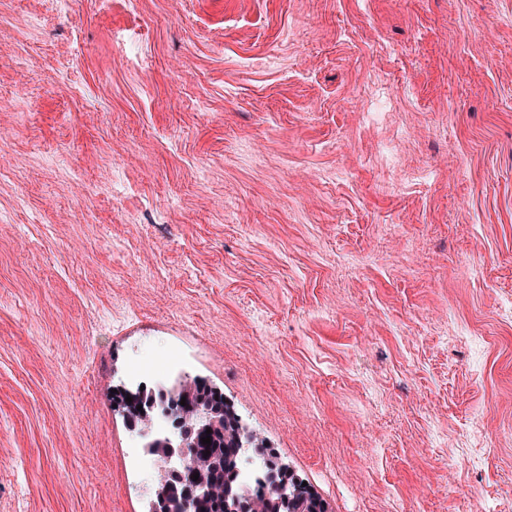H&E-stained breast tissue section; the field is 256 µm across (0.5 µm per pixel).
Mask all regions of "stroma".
I'll use <instances>...</instances> for the list:
<instances>
[{"label":"stroma","instance_id":"35a3bbf8","mask_svg":"<svg viewBox=\"0 0 512 512\" xmlns=\"http://www.w3.org/2000/svg\"><path fill=\"white\" fill-rule=\"evenodd\" d=\"M22 85L0 512H147L174 352L333 512H512V0H0ZM187 362L184 360H170L160 371L151 369L131 371L127 378V390L134 392L140 386L155 391L167 390L175 386V381L183 376ZM151 415L152 419L149 420L148 425L144 427L143 433L139 435L138 447L133 448L132 463L135 466L145 463L152 468L164 465L169 466L168 463H166V458L153 453L151 448L143 447L148 441L158 438L159 436H166L174 440L178 437V430L172 428L170 421L160 411H153Z\"/></svg>","mask_w":512,"mask_h":512}]
</instances>
